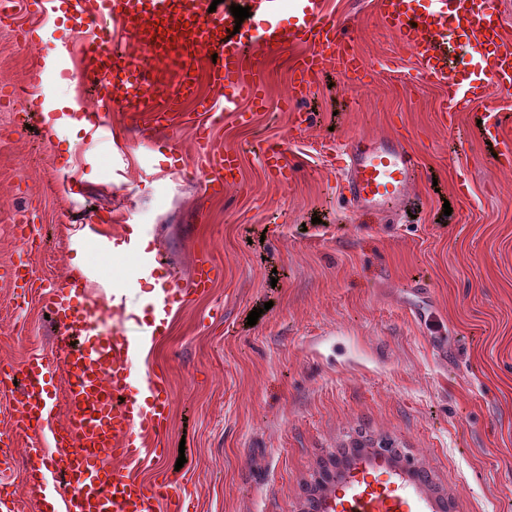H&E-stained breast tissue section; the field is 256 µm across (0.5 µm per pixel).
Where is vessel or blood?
Masks as SVG:
<instances>
[{
	"instance_id": "vessel-or-blood-1",
	"label": "vessel or blood",
	"mask_w": 512,
	"mask_h": 512,
	"mask_svg": "<svg viewBox=\"0 0 512 512\" xmlns=\"http://www.w3.org/2000/svg\"><path fill=\"white\" fill-rule=\"evenodd\" d=\"M213 0H0V20L15 4L43 16L62 13L71 35L80 37L83 76L98 89L100 99L119 104L132 120L148 118L158 126L172 125L182 105L195 99L199 111L213 109L211 100L196 95V69L206 66L212 83L224 85V109L236 112L245 101L265 108L261 70L276 53L299 49L291 67L290 95L301 98L326 63L346 77L363 80L369 68L348 47V27L329 14L324 0H249L253 26L235 32L231 13L212 10ZM382 23L417 60L418 78L446 88L448 122L474 105L492 101L494 93H512V32L504 26L498 0H377ZM118 24L142 54L168 61L165 69L141 65L122 52L112 37ZM462 30L469 59L451 61L444 42ZM46 128L56 130L86 123L88 136L102 126L90 112H47ZM483 136L498 146L496 161L512 165V134L496 113L482 116ZM238 154L212 153L203 174L205 197L223 193L234 183ZM343 168L348 202L362 212H387L405 204L414 181L415 162L402 138L358 137L345 150ZM100 218L84 222L76 239L80 251H92L96 262L71 269L63 284L44 296L45 308L56 329L58 362L28 358L12 367L15 382L7 425L0 429V468L9 469L11 447L27 443L31 462L26 490L40 501L42 512H57L58 486L68 497L64 512H195L181 484L164 480L146 485L131 476L116 475L112 464L124 460L140 464L145 441L167 429L171 396L163 375H142L137 367L138 346L129 339L126 323H110L107 313L126 310L123 294L91 293L100 278L102 257L128 255L136 250L131 239H107ZM212 282L206 258H197L192 279L183 285L161 286L152 303L160 315L147 323L154 336L168 333L165 322L174 303L205 294ZM65 387L57 389V372ZM63 401L64 423H56V401ZM53 441L62 467L47 478L41 464L45 441Z\"/></svg>"
}]
</instances>
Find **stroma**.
<instances>
[{"instance_id": "stroma-1", "label": "stroma", "mask_w": 512, "mask_h": 512, "mask_svg": "<svg viewBox=\"0 0 512 512\" xmlns=\"http://www.w3.org/2000/svg\"><path fill=\"white\" fill-rule=\"evenodd\" d=\"M326 7L348 24L369 83L329 65L294 102L293 56L275 55L269 108L246 123L224 115L206 149L194 124L135 131L125 112L99 106L76 52L45 92L65 111H98L106 129L92 142L72 127L47 135L24 90L62 34L22 9L0 23V274L25 258L13 232L22 215L42 226L27 258L46 284L78 265L77 220L92 214L108 217L111 236L148 242L104 265L112 281L143 256L155 277L186 281L208 254L216 277L207 294L172 309L167 335L136 338L149 349L139 370L165 373L170 385V424L157 441L165 453L134 468L113 463L147 482L178 481L196 512H308L307 487L319 486V501H341L350 479L389 487L415 467L433 485L402 491L400 512L441 497L448 512H512V169L495 163L471 113L444 125L443 88L411 84L418 66L381 24L376 0ZM35 26L34 49L22 35ZM397 134L420 164L408 208L353 212L341 163L348 142ZM270 142L285 144L288 177L265 168ZM211 149L238 152L240 174L207 200ZM72 177L81 194H68ZM45 314L41 290L21 299L0 277V365L57 359ZM441 336L444 363L433 350ZM364 438L391 440L401 458L376 463L363 451L323 469Z\"/></svg>"}]
</instances>
